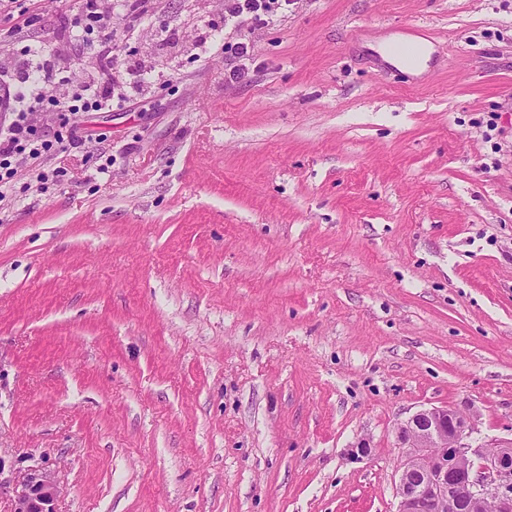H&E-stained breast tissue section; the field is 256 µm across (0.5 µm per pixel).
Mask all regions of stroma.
<instances>
[{
  "label": "stroma",
  "mask_w": 512,
  "mask_h": 512,
  "mask_svg": "<svg viewBox=\"0 0 512 512\" xmlns=\"http://www.w3.org/2000/svg\"><path fill=\"white\" fill-rule=\"evenodd\" d=\"M44 4L64 49L79 2ZM208 19L253 44L247 80L198 49ZM223 21L157 0L114 43L169 84L12 183L0 475L50 472L58 512H397L417 410L512 439V0ZM413 34L419 74L381 55Z\"/></svg>",
  "instance_id": "1"
}]
</instances>
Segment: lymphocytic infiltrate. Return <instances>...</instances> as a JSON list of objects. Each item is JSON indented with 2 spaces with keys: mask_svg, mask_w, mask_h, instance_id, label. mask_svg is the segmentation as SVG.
Segmentation results:
<instances>
[{
  "mask_svg": "<svg viewBox=\"0 0 512 512\" xmlns=\"http://www.w3.org/2000/svg\"><path fill=\"white\" fill-rule=\"evenodd\" d=\"M155 4L156 0H119L110 9L102 0H81L66 40L94 56L96 66L84 71L73 91L67 88L68 74L79 66V57L67 61L43 42H31L33 17L22 18L0 34V202L18 173V160L37 168L48 154L79 148L83 113L111 111L113 104L126 102L132 93L154 87L161 76L156 69L139 67L129 79H114L107 46L116 25L141 23L153 13ZM282 6V0H224V19L262 28L272 23ZM42 112L58 113L60 129L54 136L39 131L35 117Z\"/></svg>",
  "mask_w": 512,
  "mask_h": 512,
  "instance_id": "f902f5d3",
  "label": "lymphocytic infiltrate"
}]
</instances>
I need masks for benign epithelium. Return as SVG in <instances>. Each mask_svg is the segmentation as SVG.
<instances>
[{
	"label": "benign epithelium",
	"instance_id": "7a95c632",
	"mask_svg": "<svg viewBox=\"0 0 512 512\" xmlns=\"http://www.w3.org/2000/svg\"><path fill=\"white\" fill-rule=\"evenodd\" d=\"M400 512H460L488 500L494 512H512V440L475 446V414L453 407L420 409L396 429ZM57 487L32 474L16 489L11 512H57Z\"/></svg>",
	"mask_w": 512,
	"mask_h": 512
}]
</instances>
